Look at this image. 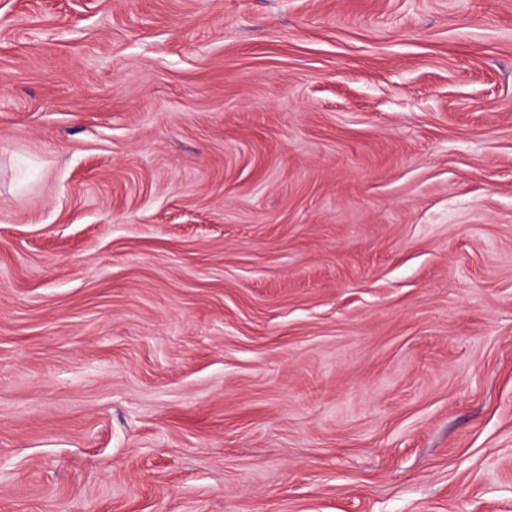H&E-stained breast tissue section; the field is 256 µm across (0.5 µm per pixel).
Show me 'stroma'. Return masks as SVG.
I'll return each mask as SVG.
<instances>
[{"instance_id": "1", "label": "stroma", "mask_w": 512, "mask_h": 512, "mask_svg": "<svg viewBox=\"0 0 512 512\" xmlns=\"http://www.w3.org/2000/svg\"><path fill=\"white\" fill-rule=\"evenodd\" d=\"M0 512H512V0H0Z\"/></svg>"}]
</instances>
